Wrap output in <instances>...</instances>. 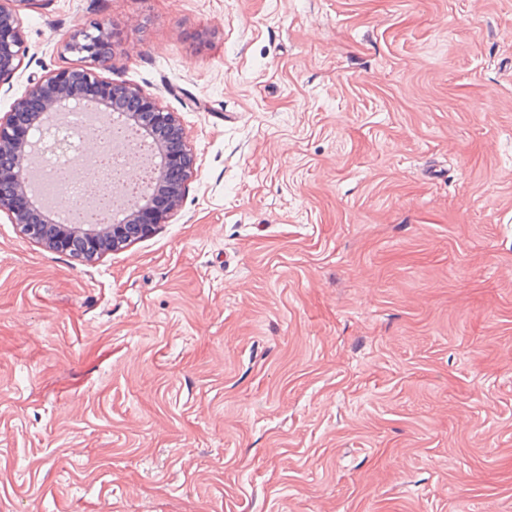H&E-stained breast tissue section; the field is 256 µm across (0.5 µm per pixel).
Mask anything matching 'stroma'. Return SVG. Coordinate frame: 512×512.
I'll return each mask as SVG.
<instances>
[{"label":"stroma","instance_id":"35a3bbf8","mask_svg":"<svg viewBox=\"0 0 512 512\" xmlns=\"http://www.w3.org/2000/svg\"><path fill=\"white\" fill-rule=\"evenodd\" d=\"M195 167L80 263L0 214V512H512V0H41Z\"/></svg>","mask_w":512,"mask_h":512}]
</instances>
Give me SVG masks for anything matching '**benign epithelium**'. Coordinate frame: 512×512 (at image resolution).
<instances>
[{"mask_svg": "<svg viewBox=\"0 0 512 512\" xmlns=\"http://www.w3.org/2000/svg\"><path fill=\"white\" fill-rule=\"evenodd\" d=\"M18 0H0V85L20 69L25 52L23 33L15 9ZM66 50L83 56L91 65L65 66L38 78L32 77L9 112L0 116V213H5L19 235L46 249L65 253L80 262H91L155 233L181 204L191 175L194 156L183 129L172 112L157 101L122 82L102 77L109 67L112 40L102 27L82 33V40L66 44ZM92 106L110 122L136 127L152 139L155 184L142 199L121 212L110 224H72L65 219L56 198L47 202L55 210L49 218L36 206L35 180L39 157L72 148L67 140L45 143L36 131L62 123L74 110ZM112 178L95 179L92 190L113 207Z\"/></svg>", "mask_w": 512, "mask_h": 512, "instance_id": "obj_1", "label": "benign epithelium"}]
</instances>
